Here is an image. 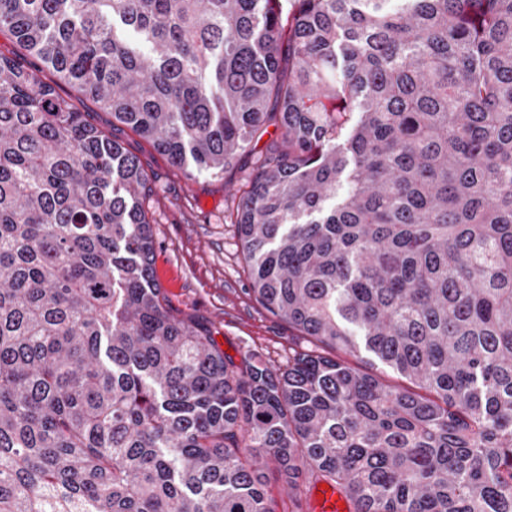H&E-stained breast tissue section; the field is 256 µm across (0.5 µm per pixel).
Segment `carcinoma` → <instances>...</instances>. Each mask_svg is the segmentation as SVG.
I'll return each instance as SVG.
<instances>
[{
  "label": "carcinoma",
  "mask_w": 512,
  "mask_h": 512,
  "mask_svg": "<svg viewBox=\"0 0 512 512\" xmlns=\"http://www.w3.org/2000/svg\"><path fill=\"white\" fill-rule=\"evenodd\" d=\"M0 512H512V0H0ZM267 133L231 223L256 301L340 352L237 365L153 274L137 157ZM367 351L411 386L356 359ZM268 492L273 500V506L276 512H291L292 504L289 498L290 493L288 496V485L283 479L279 480L274 475H270ZM312 510L314 512H348L349 506L343 494L336 487L323 483L313 493Z\"/></svg>",
  "instance_id": "cac0c4a2"
}]
</instances>
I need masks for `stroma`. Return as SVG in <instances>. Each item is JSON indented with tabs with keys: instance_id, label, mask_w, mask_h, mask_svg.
<instances>
[{
	"instance_id": "1",
	"label": "stroma",
	"mask_w": 512,
	"mask_h": 512,
	"mask_svg": "<svg viewBox=\"0 0 512 512\" xmlns=\"http://www.w3.org/2000/svg\"><path fill=\"white\" fill-rule=\"evenodd\" d=\"M43 77L135 155L148 173L155 191L154 266L170 311L206 321L220 349L237 363L249 357L279 372L287 369L293 353L309 350L308 337L268 313L251 295V279L230 222L243 171L221 180L206 172L186 178L149 142L113 121L111 113L97 109L52 70Z\"/></svg>"
}]
</instances>
